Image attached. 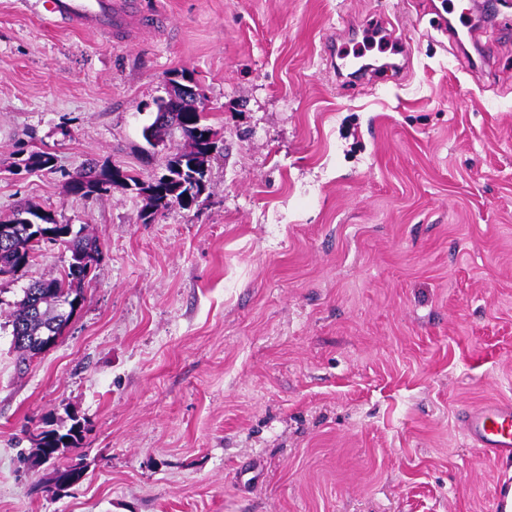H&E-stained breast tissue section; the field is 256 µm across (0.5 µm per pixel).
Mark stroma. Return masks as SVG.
Listing matches in <instances>:
<instances>
[{"instance_id": "obj_1", "label": "stroma", "mask_w": 512, "mask_h": 512, "mask_svg": "<svg viewBox=\"0 0 512 512\" xmlns=\"http://www.w3.org/2000/svg\"><path fill=\"white\" fill-rule=\"evenodd\" d=\"M164 0L135 47L0 0V220L89 225L62 336L18 362L8 314L70 254L0 277V512H490L512 457L456 424L512 399V0ZM450 25L440 31V16ZM381 24L404 67L345 85ZM224 141L191 208L67 195L88 160L162 174L142 137L172 70ZM55 157L29 172L31 152ZM82 421L83 483L31 438Z\"/></svg>"}]
</instances>
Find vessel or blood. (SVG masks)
<instances>
[{
	"label": "vessel or blood",
	"mask_w": 512,
	"mask_h": 512,
	"mask_svg": "<svg viewBox=\"0 0 512 512\" xmlns=\"http://www.w3.org/2000/svg\"><path fill=\"white\" fill-rule=\"evenodd\" d=\"M37 13L67 26L93 29L130 42L146 28L165 30L162 8L144 11L141 0H34ZM460 427L465 441L483 457L512 456V400L490 399L464 407Z\"/></svg>",
	"instance_id": "vessel-or-blood-1"
}]
</instances>
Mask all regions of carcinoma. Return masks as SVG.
I'll return each instance as SVG.
<instances>
[{
    "label": "carcinoma",
    "mask_w": 512,
    "mask_h": 512,
    "mask_svg": "<svg viewBox=\"0 0 512 512\" xmlns=\"http://www.w3.org/2000/svg\"><path fill=\"white\" fill-rule=\"evenodd\" d=\"M157 111L169 110L165 121H154L143 128L146 141L162 142L172 130L180 132L184 145L169 154L163 178L146 181L131 170L90 162L66 182L67 194L93 198L121 187L144 196V222L148 223L173 205L190 208L188 194L207 188L208 158L219 149L218 132L205 124L204 110L190 97L176 96L156 101ZM55 157L44 151L29 154L25 168L30 171L50 170ZM48 235L60 240L70 252L67 266L59 276L38 281L23 289V297L10 314L12 343L25 362L47 348L46 338L60 336L82 299L79 285L97 264L98 245L87 232V226L74 229L60 224L54 215L41 209H19L13 219L0 221V274L14 273L29 264L40 249L36 236ZM83 439L81 422L73 417L67 428H51L34 440V462L55 460L69 449L80 447Z\"/></svg>",
    "instance_id": "cac0c4a2"
}]
</instances>
